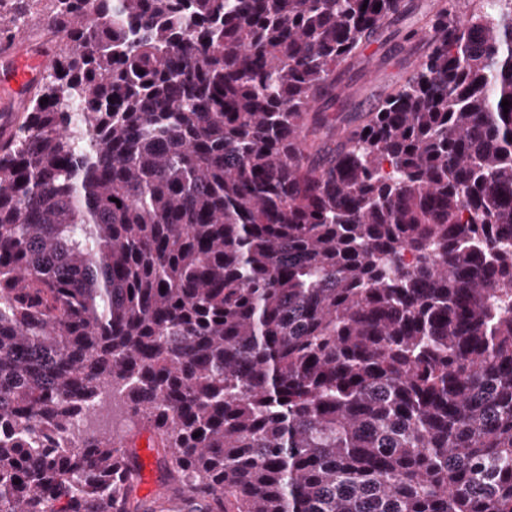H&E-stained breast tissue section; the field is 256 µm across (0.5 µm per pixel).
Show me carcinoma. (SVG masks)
I'll return each mask as SVG.
<instances>
[{"label": "carcinoma", "mask_w": 512, "mask_h": 512, "mask_svg": "<svg viewBox=\"0 0 512 512\" xmlns=\"http://www.w3.org/2000/svg\"><path fill=\"white\" fill-rule=\"evenodd\" d=\"M50 2L0 141V512H165L115 415L192 512H512V0L421 45L411 0ZM385 31L410 77L331 111ZM25 28H27V31L23 36L11 38L7 44L1 41V44L11 45L15 39L18 40L19 55L31 60L40 59L47 48H52L53 57L49 63L41 69L42 73H45L52 67L53 62L62 47V35L55 32H47L42 23H40V18L27 20L22 26V29Z\"/></svg>", "instance_id": "obj_1"}]
</instances>
